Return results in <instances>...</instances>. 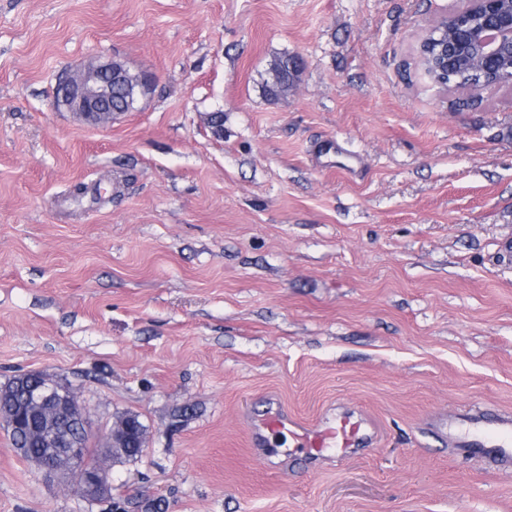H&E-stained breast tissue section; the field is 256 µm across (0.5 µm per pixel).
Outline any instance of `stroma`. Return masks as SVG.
Instances as JSON below:
<instances>
[{
  "label": "stroma",
  "mask_w": 512,
  "mask_h": 512,
  "mask_svg": "<svg viewBox=\"0 0 512 512\" xmlns=\"http://www.w3.org/2000/svg\"><path fill=\"white\" fill-rule=\"evenodd\" d=\"M464 4L0 0V386L72 387L95 446L148 429L93 505L0 429V512H512V474L422 424L512 412V88H440L416 51ZM95 56L155 78L107 128L49 108ZM324 139L360 176L314 166ZM268 399L378 437L261 459ZM293 59L288 55H281L275 58V60L271 63V67L269 69V78L265 80L261 86L262 92L266 97L271 99L279 98L278 89L271 81V72L274 70H280L283 74L285 80L289 78H295L296 74H292L289 68V61Z\"/></svg>",
  "instance_id": "stroma-1"
}]
</instances>
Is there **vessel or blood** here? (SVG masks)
Here are the masks:
<instances>
[{
    "label": "vessel or blood",
    "mask_w": 512,
    "mask_h": 512,
    "mask_svg": "<svg viewBox=\"0 0 512 512\" xmlns=\"http://www.w3.org/2000/svg\"><path fill=\"white\" fill-rule=\"evenodd\" d=\"M427 428L449 445L482 455L487 465L512 474V413H491L475 406L464 414H434ZM287 435L308 461L329 456L344 459L367 447L374 438L372 425L350 412H339L312 424L299 422L287 411H269L254 421L251 445L275 447Z\"/></svg>",
    "instance_id": "vessel-or-blood-1"
}]
</instances>
